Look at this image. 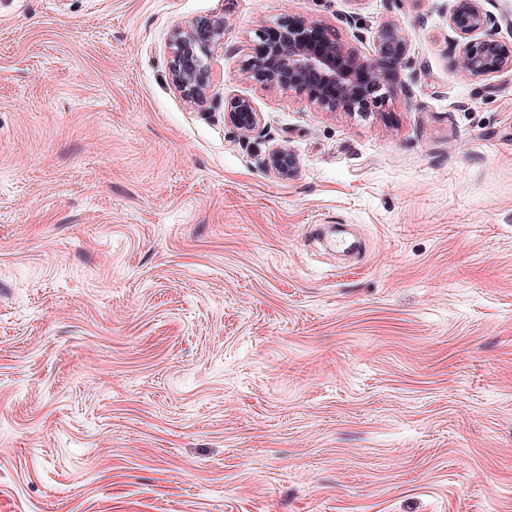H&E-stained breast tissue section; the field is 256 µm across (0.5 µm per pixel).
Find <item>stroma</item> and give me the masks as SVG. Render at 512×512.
<instances>
[{"instance_id":"1","label":"stroma","mask_w":512,"mask_h":512,"mask_svg":"<svg viewBox=\"0 0 512 512\" xmlns=\"http://www.w3.org/2000/svg\"><path fill=\"white\" fill-rule=\"evenodd\" d=\"M452 5L0 0V512H512V74L456 69ZM287 17L395 24L384 111L245 80ZM224 46V19L201 18L174 31L169 73L183 99L194 105L207 101L211 87V59ZM224 118L236 125L244 133L254 132L260 124V114L255 112L251 101L247 98H237L228 106ZM263 165L277 171L279 174L288 175L294 168V159L288 149L282 145H273L265 154Z\"/></svg>"}]
</instances>
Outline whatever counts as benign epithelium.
I'll return each instance as SVG.
<instances>
[{
  "label": "benign epithelium",
  "instance_id": "1",
  "mask_svg": "<svg viewBox=\"0 0 512 512\" xmlns=\"http://www.w3.org/2000/svg\"><path fill=\"white\" fill-rule=\"evenodd\" d=\"M499 20L482 0H454L448 26L457 51L456 67L470 77L512 73V44L496 37ZM280 41L266 48L269 57L252 54L244 61L246 79L267 88L281 87L304 98L317 110L367 119L385 107L392 95V77L385 74L387 58L398 62L406 51L402 32L392 24L378 31L375 57L367 59L343 41L332 26L318 21L281 22ZM224 46V19L201 18L175 29L170 44L169 73L183 99L194 105L207 101L211 59ZM248 134L260 124V113L247 98H237L224 113ZM263 165L282 175L294 159L282 145H273Z\"/></svg>",
  "mask_w": 512,
  "mask_h": 512
}]
</instances>
